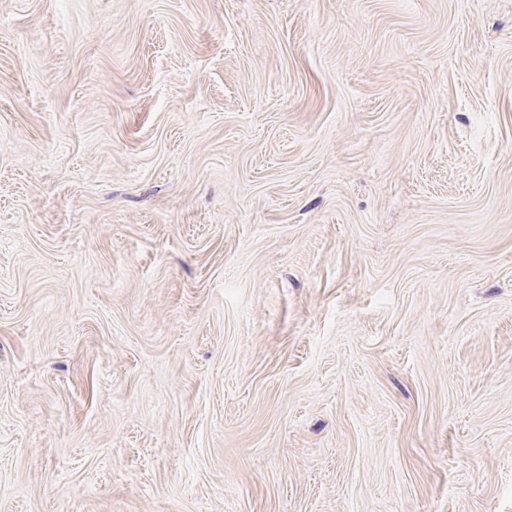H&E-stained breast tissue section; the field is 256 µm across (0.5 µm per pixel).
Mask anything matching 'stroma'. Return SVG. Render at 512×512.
I'll return each instance as SVG.
<instances>
[{
	"label": "stroma",
	"mask_w": 512,
	"mask_h": 512,
	"mask_svg": "<svg viewBox=\"0 0 512 512\" xmlns=\"http://www.w3.org/2000/svg\"><path fill=\"white\" fill-rule=\"evenodd\" d=\"M0 512H512V0H0Z\"/></svg>",
	"instance_id": "stroma-1"
}]
</instances>
